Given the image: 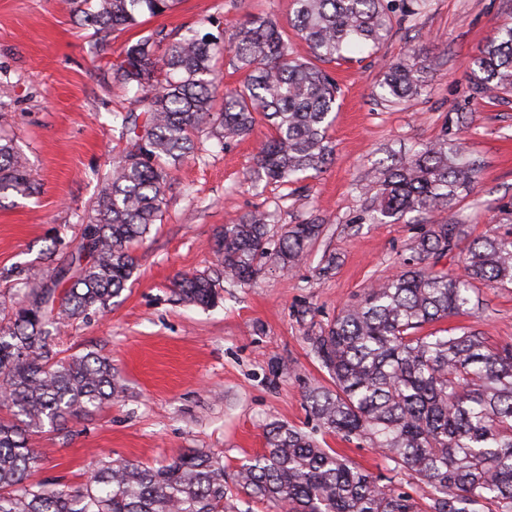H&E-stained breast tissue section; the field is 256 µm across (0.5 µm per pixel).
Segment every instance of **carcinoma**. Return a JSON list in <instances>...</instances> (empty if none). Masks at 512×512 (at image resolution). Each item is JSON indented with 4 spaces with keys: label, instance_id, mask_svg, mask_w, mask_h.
<instances>
[{
    "label": "carcinoma",
    "instance_id": "obj_1",
    "mask_svg": "<svg viewBox=\"0 0 512 512\" xmlns=\"http://www.w3.org/2000/svg\"><path fill=\"white\" fill-rule=\"evenodd\" d=\"M427 0H293V36L271 16L223 35L157 28L110 63L112 85L134 92L139 112L121 116L128 146L104 176L75 246L31 281L29 268L0 271L21 298L0 323V388L13 412L0 419V512H242L262 501L275 512H512V345L489 343L467 326H425L476 310L474 283L512 284V237L489 233L460 251L463 275L436 269L467 240L462 224L434 222L391 278L368 288L311 338L334 388L312 387L309 412L346 441L368 442L425 485L417 499L374 476L310 434L266 425L264 452L229 473L222 458L194 450L159 467L100 460L87 482L69 487L28 481L38 461L31 437L48 425L88 417L125 392L112 359L95 351L61 356L54 337L67 324L110 309L137 270L136 245L162 220L174 172L195 154L196 134L219 144L253 130L261 113L272 134L254 157V178L282 185L320 173L334 158L328 130L340 88L321 64L388 41L397 25L422 14ZM93 35L140 25L173 11L178 0H63ZM244 72L223 86L217 63ZM474 93H512V22L498 25L471 57ZM417 56L391 65L376 97L399 103L421 93ZM477 167L460 139L443 131L411 154L374 170L363 185L375 224L453 209L472 190ZM34 184L11 140L0 138V196H26ZM273 217L250 212L218 228L216 276H179V299L212 307L220 279L248 285L262 260L290 270L324 229L311 218L271 234Z\"/></svg>",
    "mask_w": 512,
    "mask_h": 512
}]
</instances>
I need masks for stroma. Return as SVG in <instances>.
<instances>
[{"instance_id":"stroma-1","label":"stroma","mask_w":512,"mask_h":512,"mask_svg":"<svg viewBox=\"0 0 512 512\" xmlns=\"http://www.w3.org/2000/svg\"><path fill=\"white\" fill-rule=\"evenodd\" d=\"M260 15L289 26L291 0H181L174 12L142 17L138 27L99 42L59 0H0V111L9 116L0 137L25 156L35 184L30 197H0V268L22 264L37 279L47 245L59 242L64 253L74 246L99 180L126 146L115 115L129 111L132 100L113 87L109 66L126 43L206 19L216 20L229 43ZM506 20L512 0H429L377 52L331 64L341 89L329 131L336 149L319 175L252 189L248 172L270 133L264 117L250 136L222 146L200 135L199 158L177 169L162 222L137 246L138 269L111 312L77 321L59 339L72 353L109 355L127 392L72 421L71 439L36 434L31 482L75 486L102 457L156 466L193 448L219 454L232 470L262 453L273 421L314 433L352 463L387 475L376 449L324 433L311 416L307 390L331 384L311 339L365 288L395 274L431 221H368L359 185L389 153L445 130L457 134L478 165L477 182L442 221L466 225L473 238L512 231V94L476 96L467 69ZM410 50L425 63L423 91L396 105L381 102L372 94L375 82ZM258 210L283 225L317 216L326 231L293 270L266 260L252 284H224L215 307L181 302L172 290L176 275L214 270V231ZM330 255L336 263L328 270ZM476 296L478 314L457 317V324L512 344V285L481 284Z\"/></svg>"}]
</instances>
